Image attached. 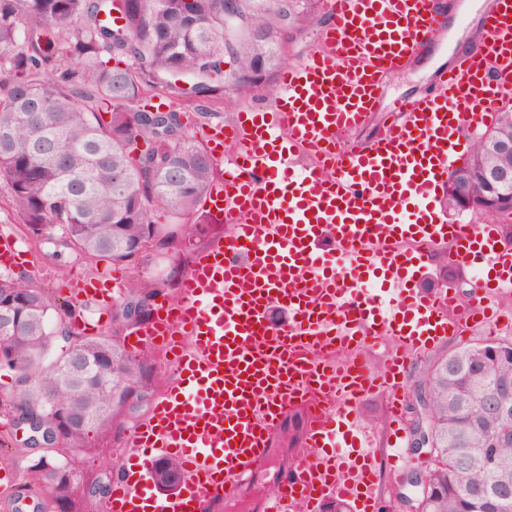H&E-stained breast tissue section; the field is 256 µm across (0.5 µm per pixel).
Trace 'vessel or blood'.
Masks as SVG:
<instances>
[{"mask_svg":"<svg viewBox=\"0 0 512 512\" xmlns=\"http://www.w3.org/2000/svg\"><path fill=\"white\" fill-rule=\"evenodd\" d=\"M325 0L320 40L286 66L270 108H245L207 134L224 174L204 205L230 227L184 275L177 301H161L142 334L162 348L170 383L124 441L109 512H213L271 457L289 412L307 410L301 448L260 512H317L326 501L380 512L377 450L358 416L370 393L388 397L390 469L405 434L400 394L411 354L468 325L486 326L490 302L512 287V246L498 220L449 224L439 189L494 108L512 102V0ZM478 39L430 89L386 101L388 76L444 45L454 26ZM399 118L353 146L343 135L380 109ZM333 239L347 264L321 252ZM447 248L476 271L473 298L414 288L429 257ZM27 262L0 233V268ZM288 311L282 325L272 308ZM391 342L381 368L366 348ZM179 464L174 492L155 493L149 470ZM33 498L13 477L0 512Z\"/></svg>","mask_w":512,"mask_h":512,"instance_id":"vessel-or-blood-1","label":"vessel or blood"}]
</instances>
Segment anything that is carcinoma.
<instances>
[{
    "instance_id": "obj_1",
    "label": "carcinoma",
    "mask_w": 512,
    "mask_h": 512,
    "mask_svg": "<svg viewBox=\"0 0 512 512\" xmlns=\"http://www.w3.org/2000/svg\"><path fill=\"white\" fill-rule=\"evenodd\" d=\"M319 0H0V189L30 237L71 250L89 263L133 265L130 249L156 238L164 256H186L183 240L210 241L212 227L190 232L187 220L218 176L210 151L192 126L220 117L200 103L224 99L222 64L232 62L238 93L258 90L248 79L256 61L274 84L286 59L277 40L317 16ZM175 75L197 80L185 101L192 112L164 111L184 91ZM159 90L161 104L149 92ZM109 119H104L103 115ZM146 150L138 151V140ZM474 197L505 213L501 197L473 175ZM163 214L166 222L157 221ZM161 283L135 276L112 303L107 334L78 332L89 308L52 301L25 277L0 275V351L19 388L0 400L8 412L55 417V406L76 407L86 428L69 430L59 448L74 453L108 447L139 413L126 406L135 393L150 400L159 380L149 349L130 352V326L146 323ZM62 312L56 335L66 345L43 363L52 313ZM82 357L89 370L74 374ZM512 379V359L497 364L479 345L457 348L430 362L418 388L427 416L442 433L431 473L427 512H512V414L486 405L490 391ZM157 485L172 489L177 463L153 468ZM44 510L65 504L70 480L64 464L30 466Z\"/></svg>"
}]
</instances>
